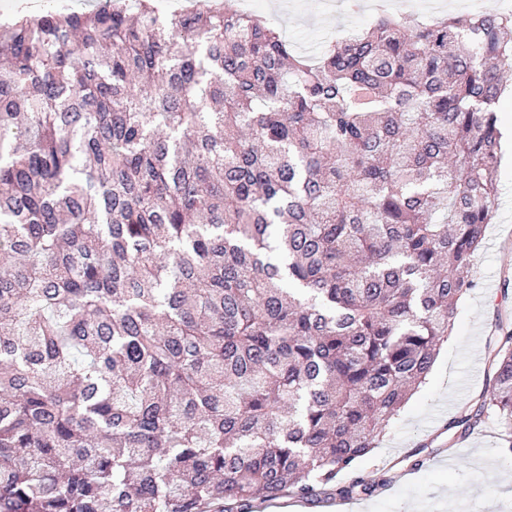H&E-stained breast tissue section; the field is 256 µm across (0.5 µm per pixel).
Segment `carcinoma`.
Segmentation results:
<instances>
[{"instance_id": "cac0c4a2", "label": "carcinoma", "mask_w": 512, "mask_h": 512, "mask_svg": "<svg viewBox=\"0 0 512 512\" xmlns=\"http://www.w3.org/2000/svg\"><path fill=\"white\" fill-rule=\"evenodd\" d=\"M0 512H250L358 474L492 223L512 9L297 56L203 0L0 24ZM488 399L512 431V331Z\"/></svg>"}]
</instances>
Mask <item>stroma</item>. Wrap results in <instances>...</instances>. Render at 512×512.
<instances>
[{"label": "stroma", "mask_w": 512, "mask_h": 512, "mask_svg": "<svg viewBox=\"0 0 512 512\" xmlns=\"http://www.w3.org/2000/svg\"><path fill=\"white\" fill-rule=\"evenodd\" d=\"M512 0H386L403 16L479 12ZM256 0L252 12L275 23L297 52L314 58L331 42L368 28L379 0ZM501 194L496 219L470 269L477 286L456 305L452 339L433 370L358 463L360 473L380 491L349 500L347 512H512V493L503 473L512 474V452L495 416L466 439L448 431L451 419L475 408L492 389L486 346L512 330V159L498 169ZM419 450L415 469L408 454Z\"/></svg>", "instance_id": "1"}]
</instances>
